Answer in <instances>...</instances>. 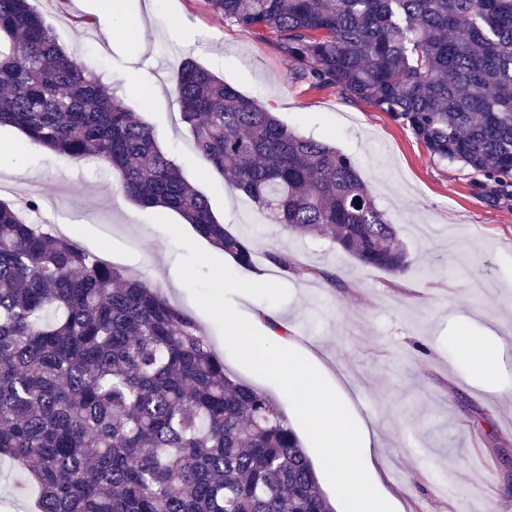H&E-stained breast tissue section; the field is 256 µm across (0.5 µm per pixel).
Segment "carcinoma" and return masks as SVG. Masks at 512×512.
<instances>
[{"instance_id":"obj_1","label":"carcinoma","mask_w":512,"mask_h":512,"mask_svg":"<svg viewBox=\"0 0 512 512\" xmlns=\"http://www.w3.org/2000/svg\"><path fill=\"white\" fill-rule=\"evenodd\" d=\"M207 2L276 33L312 86L388 113L489 203L512 200V0ZM175 92L199 157L271 223L405 272L406 246L352 156L288 129L191 57ZM0 126L103 161L133 202L178 213L254 265L154 129L31 0H0ZM37 206L0 199V458L39 486V512H334L276 401L229 378L157 285L29 223ZM269 259L286 278L301 270L286 252Z\"/></svg>"}]
</instances>
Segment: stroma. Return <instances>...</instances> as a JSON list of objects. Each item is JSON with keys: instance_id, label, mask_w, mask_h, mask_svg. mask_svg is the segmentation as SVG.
Masks as SVG:
<instances>
[{"instance_id": "35a3bbf8", "label": "stroma", "mask_w": 512, "mask_h": 512, "mask_svg": "<svg viewBox=\"0 0 512 512\" xmlns=\"http://www.w3.org/2000/svg\"><path fill=\"white\" fill-rule=\"evenodd\" d=\"M59 43L118 87L126 106L157 132L216 217L255 254L242 269L174 211L144 208L97 178L96 161L48 150L0 162V197L34 196L90 253L160 286L207 336L226 374L267 392L248 353L224 344L215 307L269 311L303 346L348 377L362 414L377 420L383 487L398 512H512V400L470 381L453 338L496 320L512 335V201L491 205L458 166L438 162L387 113L300 78L270 31L242 30L206 0H126L101 21L90 0H33ZM178 25L168 35L169 25ZM114 36L105 39L104 27ZM242 94L358 163L411 263L397 277L365 269L330 239L285 232L209 169L181 120L175 84L186 53ZM304 266L283 277L269 254ZM336 276L335 283L320 271ZM251 284L240 295L237 284ZM0 462V512H35L38 491Z\"/></svg>"}]
</instances>
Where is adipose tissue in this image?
Masks as SVG:
<instances>
[{
  "mask_svg": "<svg viewBox=\"0 0 512 512\" xmlns=\"http://www.w3.org/2000/svg\"><path fill=\"white\" fill-rule=\"evenodd\" d=\"M218 314L224 320L225 344L241 342L245 332L255 333L262 347L253 361L255 370L275 377L288 401L290 420L308 435L322 474L350 512H393V499L377 479L378 423L359 412L351 389L334 379L293 336L283 335V322L270 325L260 314L248 315L235 306L219 309ZM455 342L470 378L512 397V387L499 384L505 343L494 327L484 326L478 336L463 333Z\"/></svg>",
  "mask_w": 512,
  "mask_h": 512,
  "instance_id": "obj_1",
  "label": "adipose tissue"
}]
</instances>
